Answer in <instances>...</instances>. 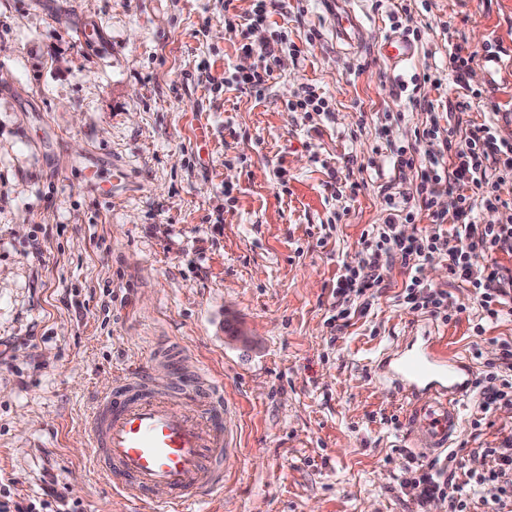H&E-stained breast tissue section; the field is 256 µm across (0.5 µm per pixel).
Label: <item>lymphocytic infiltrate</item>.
<instances>
[{"label": "lymphocytic infiltrate", "mask_w": 512, "mask_h": 512, "mask_svg": "<svg viewBox=\"0 0 512 512\" xmlns=\"http://www.w3.org/2000/svg\"><path fill=\"white\" fill-rule=\"evenodd\" d=\"M393 160L395 168L415 171L416 182L402 196L385 195L384 221L363 231L362 261L339 277L337 297L347 302L366 296L380 287L385 271L397 265L407 276L405 303L447 318V292L434 289L421 276L425 263L441 255L449 260L450 274L474 288L482 319L512 316V277L504 278L494 266L476 271L470 263L477 251L512 253V201L499 193L502 183L512 179V143L498 138L490 122L473 126L460 137L442 134L433 122L418 133L413 147L397 148ZM444 194L455 197L452 210L438 209ZM480 205L500 210V223H479ZM415 206L431 219L430 229L418 236L403 222L404 211ZM475 387L481 411L512 407V344H501L494 372L476 381ZM398 485L418 512H429L438 500L447 502L448 512H467L476 495L486 504H504L512 497V437L473 457L462 482L444 479L431 462L407 467Z\"/></svg>", "instance_id": "obj_1"}]
</instances>
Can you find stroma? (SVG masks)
Returning <instances> with one entry per match:
<instances>
[{
    "instance_id": "stroma-1",
    "label": "stroma",
    "mask_w": 512,
    "mask_h": 512,
    "mask_svg": "<svg viewBox=\"0 0 512 512\" xmlns=\"http://www.w3.org/2000/svg\"><path fill=\"white\" fill-rule=\"evenodd\" d=\"M352 7L356 47L325 0H270L260 37L300 51L273 59L244 48L254 0H0V512H125L82 424L97 394L171 345L223 380L242 431L224 494L190 512H417L397 485L407 466L464 467L512 436V409L472 428L471 396L448 453L408 447L390 422L403 409L377 356L434 336L479 375L512 342V319L481 324L445 257L424 276L449 321L403 302L396 267L330 325L362 231L415 181L393 148L430 119L462 133L492 115L512 142V73L473 63L464 112L449 83L411 85L447 74L449 44L512 50V0ZM395 11L420 28L397 67L376 52ZM266 66L261 94L234 80ZM308 86L330 117L289 110Z\"/></svg>"
}]
</instances>
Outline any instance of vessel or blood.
<instances>
[{
    "label": "vessel or blood",
    "instance_id": "obj_1",
    "mask_svg": "<svg viewBox=\"0 0 512 512\" xmlns=\"http://www.w3.org/2000/svg\"><path fill=\"white\" fill-rule=\"evenodd\" d=\"M362 34L354 11L342 7L337 37L351 43ZM414 50L401 34L388 35L381 47L394 66ZM179 358L174 351L156 352L127 372L99 397L83 429L93 470L121 500L146 512H188L192 504L223 494L229 464L240 452L234 404L221 400L208 373H185ZM378 370L406 407L412 447H451L461 430L459 403L470 390L472 367L432 337L415 349L394 351ZM160 488L166 497H156Z\"/></svg>",
    "mask_w": 512,
    "mask_h": 512
}]
</instances>
